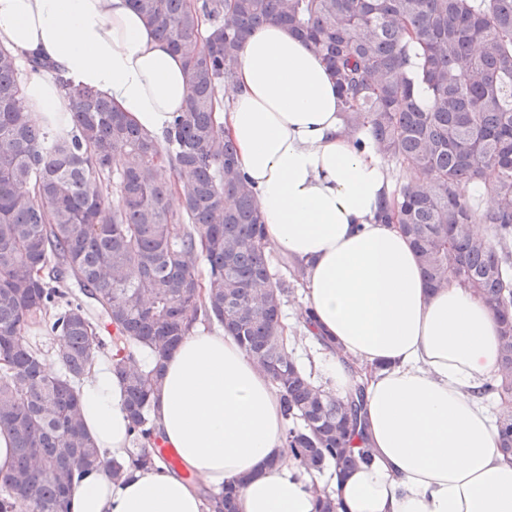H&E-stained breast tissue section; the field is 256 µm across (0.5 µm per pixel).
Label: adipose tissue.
<instances>
[{"instance_id":"obj_1","label":"adipose tissue","mask_w":512,"mask_h":512,"mask_svg":"<svg viewBox=\"0 0 512 512\" xmlns=\"http://www.w3.org/2000/svg\"><path fill=\"white\" fill-rule=\"evenodd\" d=\"M0 45L52 65L22 80L40 125L71 124L62 78L155 137L188 96L183 58L128 0H0ZM220 99L280 266L305 270L317 334L385 365L366 391L374 461L333 484L346 512H512V459L477 395L497 368L495 316L456 280L429 290L398 225L378 222L395 175L347 133L325 61L270 21L242 44ZM81 399L97 447L126 459L110 356H94ZM153 416L185 475L161 463L118 482L92 471L73 486L70 512H206L205 492L242 476L237 512H315L312 479L283 446L279 393L228 332L195 326L166 358Z\"/></svg>"}]
</instances>
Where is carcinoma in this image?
Listing matches in <instances>:
<instances>
[{
  "label": "carcinoma",
  "mask_w": 512,
  "mask_h": 512,
  "mask_svg": "<svg viewBox=\"0 0 512 512\" xmlns=\"http://www.w3.org/2000/svg\"><path fill=\"white\" fill-rule=\"evenodd\" d=\"M181 55L189 94L163 138L135 126L92 88L58 79L69 128L35 126L16 54L0 48V427L14 465L0 472V512H67L75 473L118 481L159 456L152 418L164 358L197 324L237 338L277 388L284 447L305 472L341 476L372 462L364 425L367 377L339 396L284 341V307L299 267L280 272L255 193L217 106L247 34L277 20L336 77L348 129L403 172L378 214L410 241L429 287L458 281L499 322L500 353L480 392L496 403L500 451L512 456V0H131ZM420 70H400L409 54ZM427 87L424 104L416 86ZM123 158L116 169L113 159ZM484 183L479 208L467 191ZM112 328L100 336V321ZM55 337L52 361L27 336ZM150 348L153 368L136 351ZM112 351L134 449L104 461L88 436L77 385ZM242 477L207 494L209 512H236ZM317 512H337L317 491Z\"/></svg>",
  "instance_id": "1"
}]
</instances>
